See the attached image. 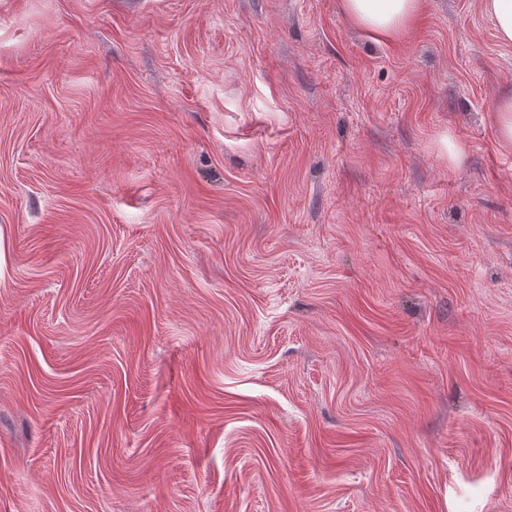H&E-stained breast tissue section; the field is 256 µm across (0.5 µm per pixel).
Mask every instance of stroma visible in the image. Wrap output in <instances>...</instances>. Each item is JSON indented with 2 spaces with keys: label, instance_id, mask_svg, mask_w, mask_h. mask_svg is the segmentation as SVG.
I'll return each mask as SVG.
<instances>
[{
  "label": "stroma",
  "instance_id": "1",
  "mask_svg": "<svg viewBox=\"0 0 512 512\" xmlns=\"http://www.w3.org/2000/svg\"><path fill=\"white\" fill-rule=\"evenodd\" d=\"M511 90L480 0H0V512H512ZM350 22L378 40L404 38L423 13L426 0H339ZM494 128L497 140L512 145V94L501 97L495 104Z\"/></svg>",
  "mask_w": 512,
  "mask_h": 512
}]
</instances>
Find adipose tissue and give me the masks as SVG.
Here are the masks:
<instances>
[{"label": "adipose tissue", "instance_id": "ef3b65f1", "mask_svg": "<svg viewBox=\"0 0 512 512\" xmlns=\"http://www.w3.org/2000/svg\"><path fill=\"white\" fill-rule=\"evenodd\" d=\"M350 22L379 40L404 38L423 13L426 0H339Z\"/></svg>", "mask_w": 512, "mask_h": 512}]
</instances>
